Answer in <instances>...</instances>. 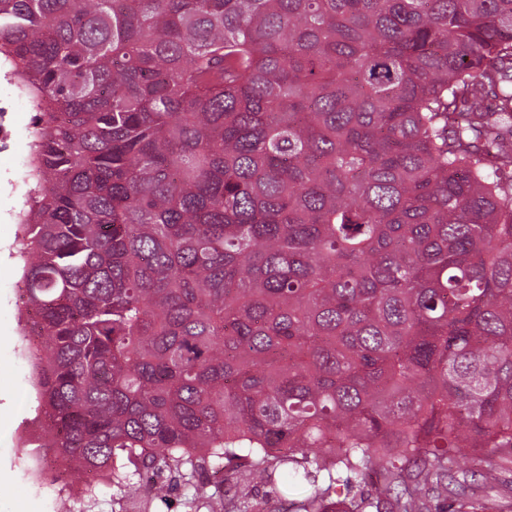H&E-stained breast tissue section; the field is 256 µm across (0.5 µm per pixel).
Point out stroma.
I'll list each match as a JSON object with an SVG mask.
<instances>
[{
  "instance_id": "stroma-1",
  "label": "stroma",
  "mask_w": 512,
  "mask_h": 512,
  "mask_svg": "<svg viewBox=\"0 0 512 512\" xmlns=\"http://www.w3.org/2000/svg\"><path fill=\"white\" fill-rule=\"evenodd\" d=\"M0 94L13 99L6 121L11 138L8 147L0 148V512H138L136 503L102 479L95 497L82 496L80 490L89 479L85 472L71 473V489L61 494L47 483L32 481L33 461L23 441L32 430L35 402L29 354L19 335V276L12 252L33 114L2 79Z\"/></svg>"
}]
</instances>
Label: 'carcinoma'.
Returning <instances> with one entry per match:
<instances>
[{
  "label": "carcinoma",
  "instance_id": "carcinoma-1",
  "mask_svg": "<svg viewBox=\"0 0 512 512\" xmlns=\"http://www.w3.org/2000/svg\"><path fill=\"white\" fill-rule=\"evenodd\" d=\"M66 489L489 512L512 454V0H0ZM234 489L204 478L211 461ZM372 484L375 496L349 486Z\"/></svg>",
  "mask_w": 512,
  "mask_h": 512
}]
</instances>
